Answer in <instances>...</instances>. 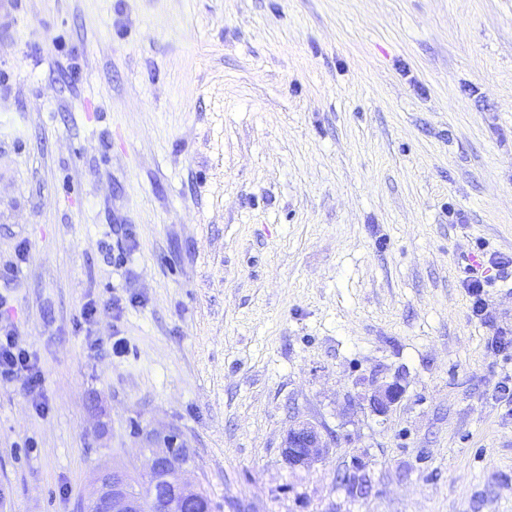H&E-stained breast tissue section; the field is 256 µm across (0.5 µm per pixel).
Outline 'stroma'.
<instances>
[{"instance_id": "1", "label": "stroma", "mask_w": 512, "mask_h": 512, "mask_svg": "<svg viewBox=\"0 0 512 512\" xmlns=\"http://www.w3.org/2000/svg\"><path fill=\"white\" fill-rule=\"evenodd\" d=\"M481 250L512 255V0H11L0 293L50 410L0 387V512L171 441L214 512H512ZM297 421L329 450L292 467ZM509 268H512V257L491 254L482 260V270L471 269L469 275L466 277V288L473 300V307L475 312H480L479 306L483 300L481 296L484 293V286H489L491 274H484L486 270L496 271L498 273L508 274ZM100 301L96 300L94 298L88 299L81 307L77 322V327L80 329L82 327H85L87 331V343L90 348H100L104 345L105 340L102 337H95L93 338L90 335L91 332V326L94 324L99 308H100ZM89 334V335H88ZM404 388L399 380L379 386L371 396V406L376 413L385 414L402 398Z\"/></svg>"}]
</instances>
